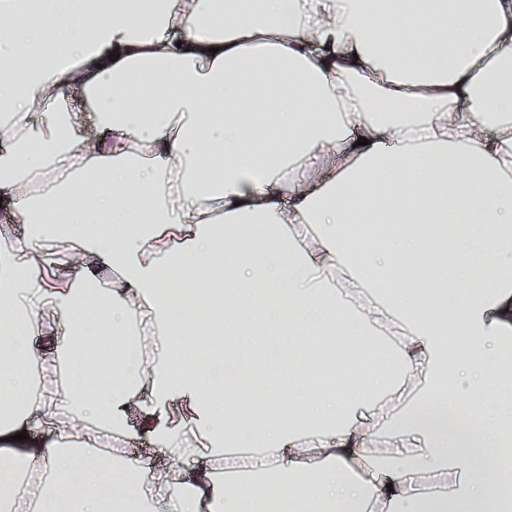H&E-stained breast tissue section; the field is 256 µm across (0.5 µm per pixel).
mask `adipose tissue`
I'll return each mask as SVG.
<instances>
[{"label": "adipose tissue", "instance_id": "obj_1", "mask_svg": "<svg viewBox=\"0 0 512 512\" xmlns=\"http://www.w3.org/2000/svg\"><path fill=\"white\" fill-rule=\"evenodd\" d=\"M0 223L23 227L0 244V512H507L512 0H0ZM52 243L84 260L65 289L35 276ZM143 313L145 357L122 343ZM47 317L62 409L32 392ZM196 332L305 341L286 379L219 393L182 361ZM138 391L189 405L192 434L150 429L177 462L258 463L76 476L72 432L124 431ZM240 397L268 423L238 426Z\"/></svg>", "mask_w": 512, "mask_h": 512}]
</instances>
